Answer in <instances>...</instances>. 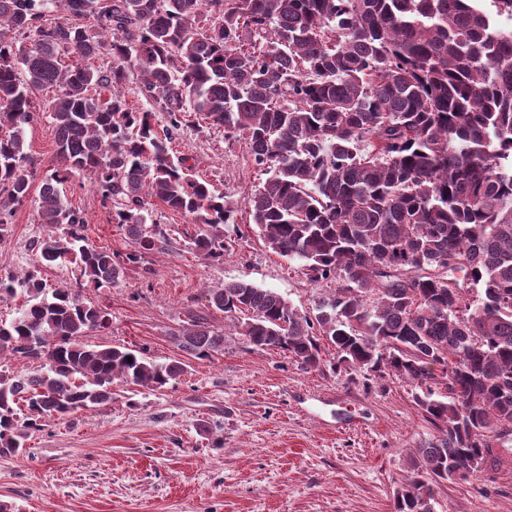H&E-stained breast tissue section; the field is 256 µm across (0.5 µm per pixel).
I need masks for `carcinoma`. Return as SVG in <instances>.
<instances>
[{"label": "carcinoma", "mask_w": 512, "mask_h": 512, "mask_svg": "<svg viewBox=\"0 0 512 512\" xmlns=\"http://www.w3.org/2000/svg\"><path fill=\"white\" fill-rule=\"evenodd\" d=\"M46 2L0 0V238L30 195L42 87L58 146L35 265L0 277V301L24 298L0 319V356L42 361L0 369V451L112 402L116 383L156 391L185 372L84 342L111 319L80 293L170 243L147 223L150 199L195 217L191 253L224 256L235 204L169 152L196 116L244 137L265 171L245 201L265 246L311 283L336 281L312 313L244 280L208 289L209 306L305 369L414 386L437 435L411 455L394 512H431L437 485L478 478L512 444V0H52L68 15L55 23ZM104 49L117 64L62 62ZM127 63L160 113L128 107ZM76 172L134 244L126 262L88 243L63 190ZM66 263L69 286L47 289L39 267ZM225 340L199 314L173 336L197 358Z\"/></svg>", "instance_id": "1"}]
</instances>
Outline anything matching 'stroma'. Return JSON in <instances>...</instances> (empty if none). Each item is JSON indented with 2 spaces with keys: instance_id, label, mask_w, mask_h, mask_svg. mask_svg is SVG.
<instances>
[{
  "instance_id": "1",
  "label": "stroma",
  "mask_w": 512,
  "mask_h": 512,
  "mask_svg": "<svg viewBox=\"0 0 512 512\" xmlns=\"http://www.w3.org/2000/svg\"><path fill=\"white\" fill-rule=\"evenodd\" d=\"M53 96L49 88L34 95L41 115L26 131L32 197L0 239L4 276L33 263V244L44 234L34 196L56 163L47 114ZM172 148L238 201L228 252L220 260L189 253L194 216L152 202L151 220L172 230L170 245L128 265L119 283L85 289L81 298L112 316L90 342L141 348L161 362L175 358L185 372L158 391L114 384L111 403L45 421L25 451L0 454V501L14 512H393L410 455L434 434L411 386L309 371L240 336L208 359L173 345L192 311H207L215 327L228 329L223 312L208 309L207 287L243 279L309 313L330 285L310 283L299 262L273 253L253 231L242 200L266 176L244 139L225 138L223 126L210 124L181 131ZM64 191L86 217L91 245L131 252L126 232L82 176ZM495 455L481 478L439 485L434 512H512V450Z\"/></svg>"
}]
</instances>
